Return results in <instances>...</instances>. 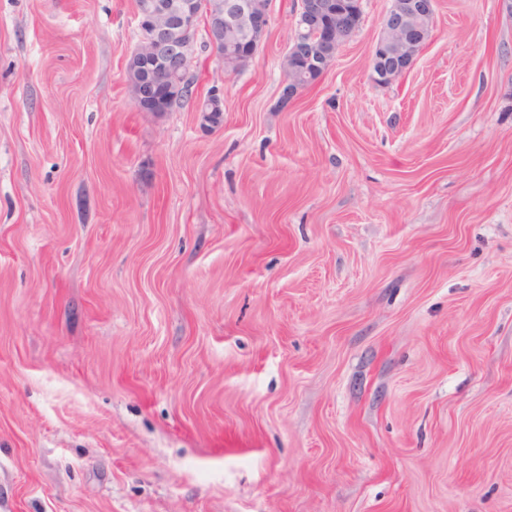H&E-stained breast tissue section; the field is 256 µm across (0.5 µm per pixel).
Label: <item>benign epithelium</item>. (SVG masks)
I'll list each match as a JSON object with an SVG mask.
<instances>
[{"label":"benign epithelium","mask_w":512,"mask_h":512,"mask_svg":"<svg viewBox=\"0 0 512 512\" xmlns=\"http://www.w3.org/2000/svg\"><path fill=\"white\" fill-rule=\"evenodd\" d=\"M435 8L436 0H391L370 54L375 84L391 85L411 68L431 40ZM361 18V0H298L282 61L283 108L304 90V80L328 70ZM137 20L141 38L127 60L132 99L142 112H167L187 92L198 28L224 72L234 73L255 57L271 10L258 0H213L204 12L195 0H139Z\"/></svg>","instance_id":"1"}]
</instances>
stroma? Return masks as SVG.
Returning <instances> with one entry per match:
<instances>
[{
	"label": "stroma",
	"instance_id": "1",
	"mask_svg": "<svg viewBox=\"0 0 512 512\" xmlns=\"http://www.w3.org/2000/svg\"><path fill=\"white\" fill-rule=\"evenodd\" d=\"M390 5L157 113L135 0H0V512H512V9L379 86ZM361 0H299L295 33L282 61L286 87L283 109L305 88L303 81L317 80L332 65L341 45L358 28ZM316 80V81H317Z\"/></svg>",
	"mask_w": 512,
	"mask_h": 512
}]
</instances>
